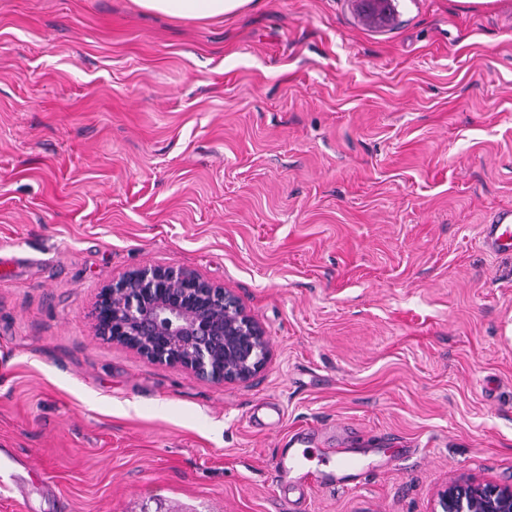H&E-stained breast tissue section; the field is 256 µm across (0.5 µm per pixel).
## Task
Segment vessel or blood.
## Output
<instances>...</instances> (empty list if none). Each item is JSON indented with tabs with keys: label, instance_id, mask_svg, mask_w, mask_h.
<instances>
[{
	"label": "vessel or blood",
	"instance_id": "b4317fda",
	"mask_svg": "<svg viewBox=\"0 0 512 512\" xmlns=\"http://www.w3.org/2000/svg\"><path fill=\"white\" fill-rule=\"evenodd\" d=\"M482 244L492 252L512 251V213L503 211L497 213L492 223L484 225ZM332 459L334 471H311L306 467L310 458L309 449L296 450L288 453H278L273 461L272 472L277 483L297 490L304 489L309 482L324 483L333 479L335 472L356 470L360 462L351 456L349 449L331 448L327 451Z\"/></svg>",
	"mask_w": 512,
	"mask_h": 512
}]
</instances>
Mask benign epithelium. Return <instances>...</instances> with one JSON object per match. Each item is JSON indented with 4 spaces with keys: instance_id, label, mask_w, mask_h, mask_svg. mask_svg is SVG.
<instances>
[{
    "instance_id": "7a95c632",
    "label": "benign epithelium",
    "mask_w": 512,
    "mask_h": 512,
    "mask_svg": "<svg viewBox=\"0 0 512 512\" xmlns=\"http://www.w3.org/2000/svg\"><path fill=\"white\" fill-rule=\"evenodd\" d=\"M93 318L104 339L214 382L247 383L269 358L265 330L239 298L185 268L146 266L112 278ZM432 512H512V484L453 479Z\"/></svg>"
}]
</instances>
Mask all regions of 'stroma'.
Returning <instances> with one entry per match:
<instances>
[{
	"instance_id": "35a3bbf8",
	"label": "stroma",
	"mask_w": 512,
	"mask_h": 512,
	"mask_svg": "<svg viewBox=\"0 0 512 512\" xmlns=\"http://www.w3.org/2000/svg\"><path fill=\"white\" fill-rule=\"evenodd\" d=\"M0 0V512H430L512 483V0ZM224 285L271 354L245 384L98 336L144 266ZM283 412L275 419L268 403ZM344 485L284 490L311 433ZM257 1V2H255ZM144 12L165 15L181 21H204L236 16L257 8L259 0H133ZM482 244L491 252L512 251V214L510 212H498L492 223L484 224ZM432 512H512V484L453 479L438 492Z\"/></svg>"
}]
</instances>
